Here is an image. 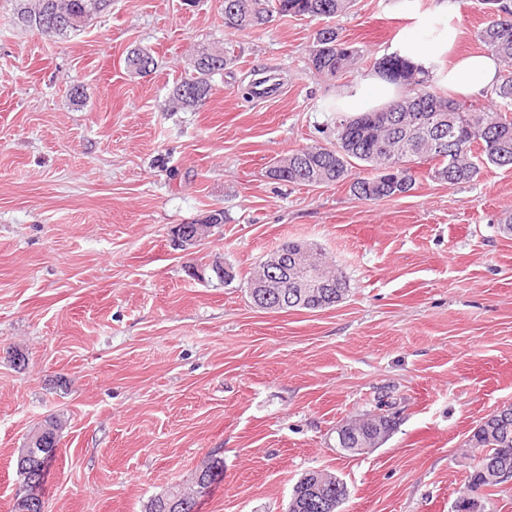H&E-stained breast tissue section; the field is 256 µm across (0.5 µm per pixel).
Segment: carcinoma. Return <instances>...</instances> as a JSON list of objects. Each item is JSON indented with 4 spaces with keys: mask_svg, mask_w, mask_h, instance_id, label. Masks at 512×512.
Here are the masks:
<instances>
[{
    "mask_svg": "<svg viewBox=\"0 0 512 512\" xmlns=\"http://www.w3.org/2000/svg\"><path fill=\"white\" fill-rule=\"evenodd\" d=\"M224 27L243 32L264 27L273 15L331 20L351 8L352 0H223ZM110 0H34L18 11L22 22L48 37L67 36L81 30L93 16L109 6ZM490 19L478 38L485 48L500 58L504 75L490 92L492 105L478 106L438 89L418 68L400 56L388 55L373 66L393 81L410 87L411 95L378 112L337 121V143L333 146H306L277 160L268 170L271 178L293 184L322 187L349 184L356 198L376 202L409 192L416 183L415 164L430 159L434 164L427 177L450 185L468 183L480 165L512 167V6L504 0H486ZM361 51L343 40L333 26H325L314 36L309 68L316 75L333 79L353 71ZM234 60V48L200 45L192 53V72L177 82L169 102L185 110L203 105L212 91L211 78L221 74ZM456 118L455 140L439 151L441 138L437 119L442 114ZM369 166L362 176L354 165ZM398 165L394 174L387 168ZM326 270V287L307 288L284 310H322L340 302L346 291L345 278L331 270L324 253H319ZM61 422L56 417L44 421L20 449L17 465L22 482L39 488L48 471L44 462H53ZM470 466L467 488L493 491L501 486L498 472L512 471V416L492 425L481 422L468 439ZM347 487L337 477L320 471L307 472L293 487L287 512H341ZM197 497L171 488L150 500L148 512H196Z\"/></svg>",
    "mask_w": 512,
    "mask_h": 512,
    "instance_id": "cac0c4a2",
    "label": "carcinoma"
}]
</instances>
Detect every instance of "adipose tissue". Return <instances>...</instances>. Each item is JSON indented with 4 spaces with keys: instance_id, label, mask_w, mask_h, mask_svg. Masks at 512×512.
<instances>
[{
    "instance_id": "obj_1",
    "label": "adipose tissue",
    "mask_w": 512,
    "mask_h": 512,
    "mask_svg": "<svg viewBox=\"0 0 512 512\" xmlns=\"http://www.w3.org/2000/svg\"><path fill=\"white\" fill-rule=\"evenodd\" d=\"M460 37L453 0H443L434 14L410 13L390 51L411 59L432 82L453 89L459 96L491 91L502 79L500 60L488 53L453 58ZM401 93V87L371 72L337 91L336 109L356 116L385 106Z\"/></svg>"
}]
</instances>
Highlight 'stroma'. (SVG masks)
Returning <instances> with one entry per match:
<instances>
[{
    "label": "stroma",
    "instance_id": "1",
    "mask_svg": "<svg viewBox=\"0 0 512 512\" xmlns=\"http://www.w3.org/2000/svg\"><path fill=\"white\" fill-rule=\"evenodd\" d=\"M440 3L355 0L332 24L367 61L328 80L307 65L318 20L233 33L221 0H111L49 39L0 0V512H16L17 450L51 416L44 512H146L214 457L197 512H284L308 471L346 484L342 512H452L469 436L512 405V168L453 186L423 163L377 202L267 174L335 142L337 88L387 55L405 7ZM454 3L458 52L483 51L484 0ZM228 40L206 103L171 109L193 46ZM136 47L152 75L127 70ZM268 75L276 92L246 95ZM215 210L208 238L172 245V227ZM291 240L332 260L342 301L253 306V268ZM216 262L234 279L193 277ZM387 410L380 447L339 448L343 421Z\"/></svg>",
    "mask_w": 512,
    "mask_h": 512
}]
</instances>
